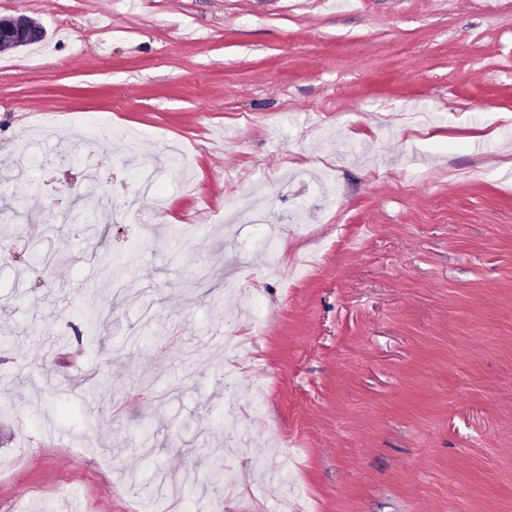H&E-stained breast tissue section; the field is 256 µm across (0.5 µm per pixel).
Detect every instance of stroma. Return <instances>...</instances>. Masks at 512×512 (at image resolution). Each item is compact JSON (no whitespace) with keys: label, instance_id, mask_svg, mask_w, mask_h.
<instances>
[{"label":"stroma","instance_id":"1","mask_svg":"<svg viewBox=\"0 0 512 512\" xmlns=\"http://www.w3.org/2000/svg\"><path fill=\"white\" fill-rule=\"evenodd\" d=\"M16 14L0 512H512V0ZM44 37L45 30L28 17L0 15V48H19Z\"/></svg>","mask_w":512,"mask_h":512}]
</instances>
